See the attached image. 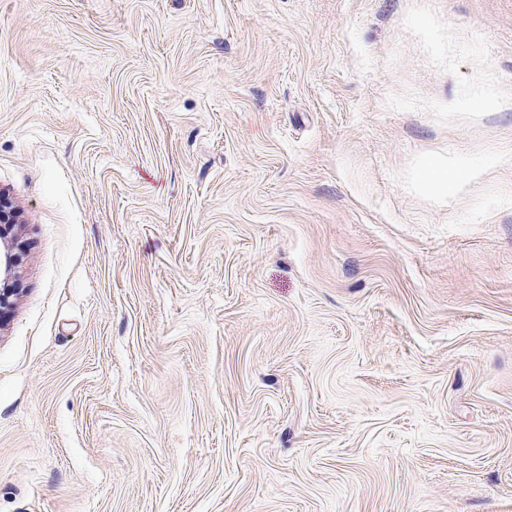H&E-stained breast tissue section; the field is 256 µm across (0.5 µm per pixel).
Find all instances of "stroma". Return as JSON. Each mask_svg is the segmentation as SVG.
<instances>
[{
    "mask_svg": "<svg viewBox=\"0 0 512 512\" xmlns=\"http://www.w3.org/2000/svg\"><path fill=\"white\" fill-rule=\"evenodd\" d=\"M0 195V512H512V0H0ZM477 176L478 171L473 168L449 167L446 162L429 159L418 167L414 183L442 199L462 189L467 181ZM0 316L9 310L14 303L17 289L14 279L15 269L20 263V254L9 246L8 235L15 226V216L6 200L0 196ZM4 240V242L2 241ZM6 241V242H5ZM14 279V280H13ZM3 282V286H2Z\"/></svg>",
    "mask_w": 512,
    "mask_h": 512,
    "instance_id": "35a3bbf8",
    "label": "stroma"
}]
</instances>
